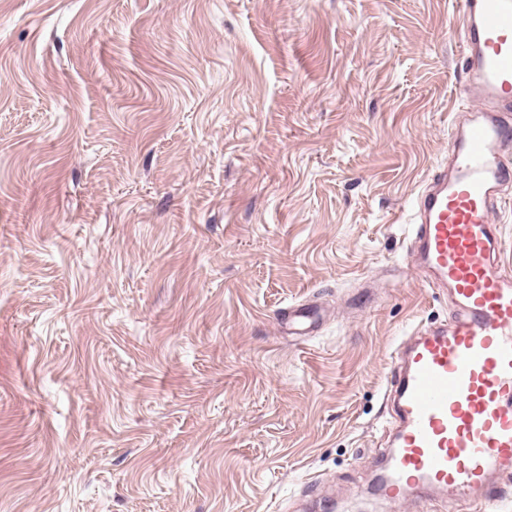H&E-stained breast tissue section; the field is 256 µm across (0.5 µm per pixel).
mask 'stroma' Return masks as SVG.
Here are the masks:
<instances>
[{
    "label": "stroma",
    "instance_id": "35a3bbf8",
    "mask_svg": "<svg viewBox=\"0 0 512 512\" xmlns=\"http://www.w3.org/2000/svg\"><path fill=\"white\" fill-rule=\"evenodd\" d=\"M457 0H0V512L372 498ZM326 308L317 335L282 308ZM319 324L318 308L313 304L299 303L289 306L280 314L279 325L287 335L307 334Z\"/></svg>",
    "mask_w": 512,
    "mask_h": 512
}]
</instances>
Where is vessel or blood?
I'll return each mask as SVG.
<instances>
[{"label": "vessel or blood", "mask_w": 512, "mask_h": 512, "mask_svg": "<svg viewBox=\"0 0 512 512\" xmlns=\"http://www.w3.org/2000/svg\"><path fill=\"white\" fill-rule=\"evenodd\" d=\"M462 66L478 102L455 123L448 164L420 192L415 266L446 290L453 317L419 326L393 356V427L373 460L377 490L393 500L499 503L512 486V266L492 219L512 184V0H459ZM309 303L281 313L284 334L315 331Z\"/></svg>", "instance_id": "b4317fda"}]
</instances>
